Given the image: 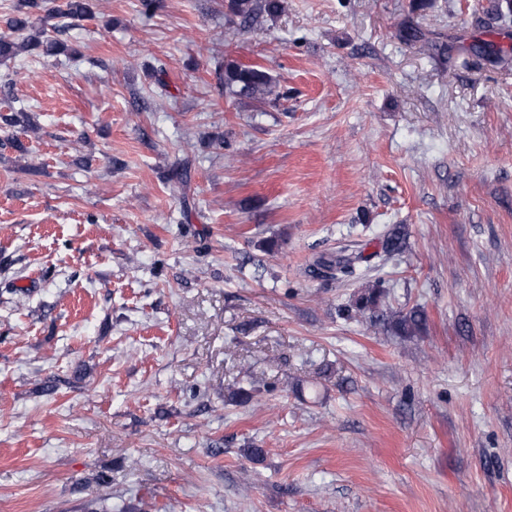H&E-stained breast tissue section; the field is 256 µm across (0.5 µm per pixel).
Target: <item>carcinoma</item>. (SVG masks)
I'll list each match as a JSON object with an SVG mask.
<instances>
[{
    "mask_svg": "<svg viewBox=\"0 0 512 512\" xmlns=\"http://www.w3.org/2000/svg\"><path fill=\"white\" fill-rule=\"evenodd\" d=\"M40 8L39 0H21L16 8V14L6 21L7 31L0 34V59L6 60L19 55L21 52L33 53L39 51L48 56L74 57L66 41L59 37L69 22L80 20L91 15L87 0H64L49 17L58 19L52 25L57 36L47 35L45 30L17 41V36L32 27L31 10ZM281 0H227L228 12L244 21L252 19L259 12L270 15L281 11ZM215 74L219 84L235 95L251 96L265 99L269 96L279 99L276 79L265 68L256 64H245L228 60L216 65ZM363 260L362 254H340L336 258H318L312 266L311 273L322 278L353 277L356 275V262ZM380 295L374 288H367L357 295L354 301L355 311L375 314L377 321L383 323L394 333L409 336L419 329L424 316L418 311L406 315L384 314L379 311Z\"/></svg>",
    "mask_w": 512,
    "mask_h": 512,
    "instance_id": "1",
    "label": "carcinoma"
}]
</instances>
